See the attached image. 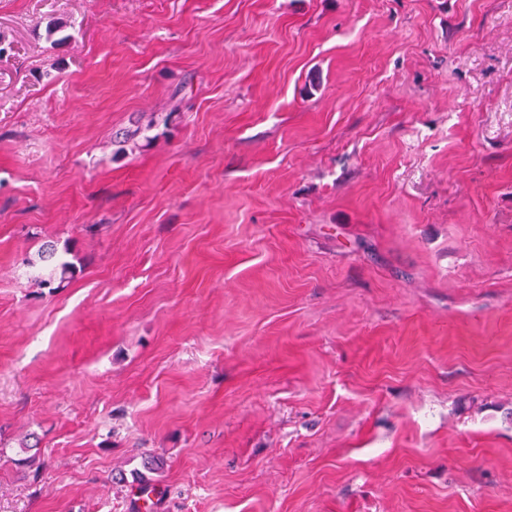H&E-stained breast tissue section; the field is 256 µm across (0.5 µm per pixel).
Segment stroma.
<instances>
[{
  "label": "stroma",
  "instance_id": "stroma-1",
  "mask_svg": "<svg viewBox=\"0 0 512 512\" xmlns=\"http://www.w3.org/2000/svg\"><path fill=\"white\" fill-rule=\"evenodd\" d=\"M141 480L512 512V0H0V512Z\"/></svg>",
  "mask_w": 512,
  "mask_h": 512
}]
</instances>
